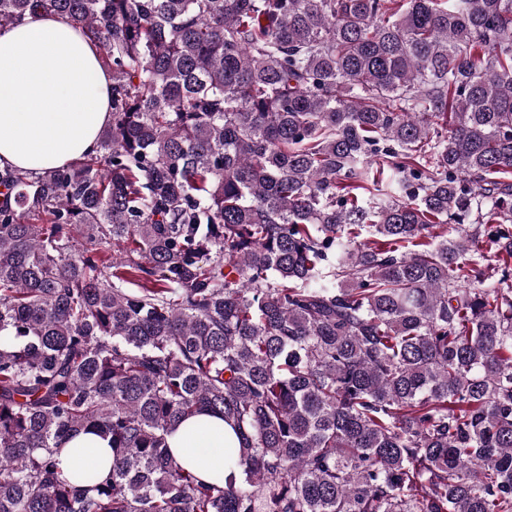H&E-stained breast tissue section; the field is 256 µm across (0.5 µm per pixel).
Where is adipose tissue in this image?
Instances as JSON below:
<instances>
[{"instance_id":"adipose-tissue-1","label":"adipose tissue","mask_w":512,"mask_h":512,"mask_svg":"<svg viewBox=\"0 0 512 512\" xmlns=\"http://www.w3.org/2000/svg\"><path fill=\"white\" fill-rule=\"evenodd\" d=\"M112 75L96 46L54 15L0 30V169L36 174L96 154L112 121ZM186 471L223 480L238 439L216 415L183 421L167 438Z\"/></svg>"}]
</instances>
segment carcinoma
I'll return each mask as SVG.
<instances>
[{
	"label": "carcinoma",
	"instance_id": "obj_1",
	"mask_svg": "<svg viewBox=\"0 0 512 512\" xmlns=\"http://www.w3.org/2000/svg\"><path fill=\"white\" fill-rule=\"evenodd\" d=\"M36 14L95 43L112 122L0 169V512H512V0L0 29ZM201 412L240 438L222 482L168 449ZM83 432L110 470H60ZM63 448H78L90 453L96 465L109 468L112 466V450L107 440L94 434H80L66 442Z\"/></svg>",
	"mask_w": 512,
	"mask_h": 512
}]
</instances>
